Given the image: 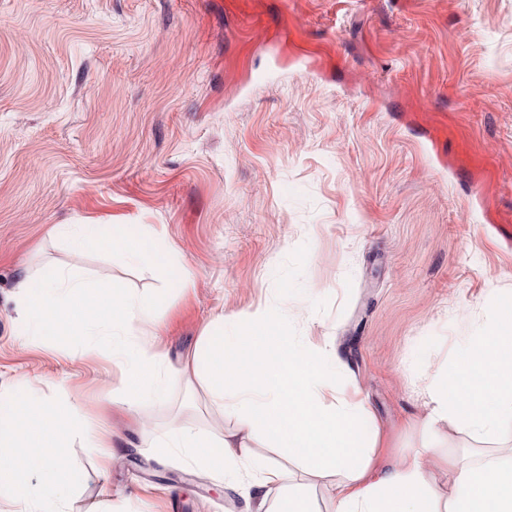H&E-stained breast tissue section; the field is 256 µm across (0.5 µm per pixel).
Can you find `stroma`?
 I'll return each instance as SVG.
<instances>
[{
  "instance_id": "obj_1",
  "label": "stroma",
  "mask_w": 512,
  "mask_h": 512,
  "mask_svg": "<svg viewBox=\"0 0 512 512\" xmlns=\"http://www.w3.org/2000/svg\"><path fill=\"white\" fill-rule=\"evenodd\" d=\"M56 224H141L193 275L161 302L170 362L218 315L264 305L335 336L384 454L467 448L414 395L460 326L512 305V0H0V391L67 385L118 450L76 438L117 512H240L221 477L161 463L171 426L231 424L170 376L113 404L80 341L19 336L15 284L45 264L134 294L152 258L73 253Z\"/></svg>"
}]
</instances>
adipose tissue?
Listing matches in <instances>:
<instances>
[{
    "label": "adipose tissue",
    "mask_w": 512,
    "mask_h": 512,
    "mask_svg": "<svg viewBox=\"0 0 512 512\" xmlns=\"http://www.w3.org/2000/svg\"><path fill=\"white\" fill-rule=\"evenodd\" d=\"M55 235L76 251L112 250L138 261L166 252L160 237L139 224H58ZM22 335L45 343L80 338L118 374L112 401L126 408L166 398L168 360L143 324H159L155 297L136 296L84 269H56L18 283ZM344 362L329 337L288 334V318L266 309L233 312L206 328L179 362L187 387L202 385L208 408L234 416L231 426L191 430L173 426L155 443L156 456H183L242 491L241 512H316L305 484L327 488L330 512H512V308L468 336L460 355L436 372L421 393L425 423L449 425L473 441L466 455L412 453L394 463L377 450L373 414L358 392L336 382ZM479 373L469 394L453 381ZM103 449L110 464L112 434L78 412L67 392L43 395L26 384L0 393V503L13 512H67L71 492L87 476L64 459L74 437ZM302 463L295 472L262 456V449Z\"/></svg>",
    "instance_id": "1"
}]
</instances>
